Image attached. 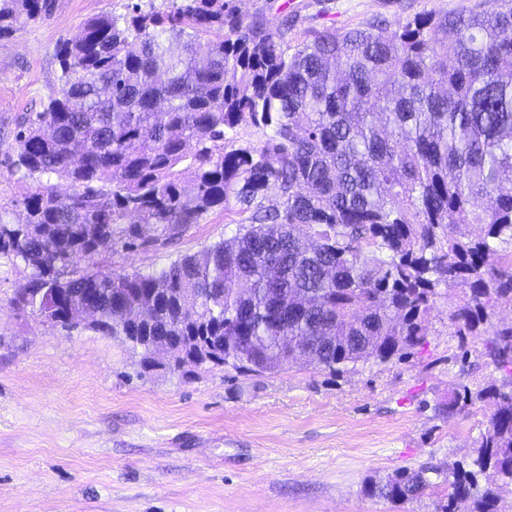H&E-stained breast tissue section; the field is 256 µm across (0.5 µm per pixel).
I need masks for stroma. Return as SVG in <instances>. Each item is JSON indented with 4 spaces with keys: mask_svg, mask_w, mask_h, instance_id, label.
Listing matches in <instances>:
<instances>
[{
    "mask_svg": "<svg viewBox=\"0 0 512 512\" xmlns=\"http://www.w3.org/2000/svg\"><path fill=\"white\" fill-rule=\"evenodd\" d=\"M129 0H52L38 23L0 36V217L18 223L30 183L11 170L21 116L61 90L56 46ZM477 0H238L271 26L344 33ZM238 231L217 210L173 243L104 253L103 272L158 269ZM30 269L0 259V512H434L437 495L400 503L369 484L404 469L469 459L492 405L448 415L449 390L502 384L487 339L460 343L449 306L401 361L328 376L296 366L259 377L216 367L140 376L127 342L64 330L11 297Z\"/></svg>",
    "mask_w": 512,
    "mask_h": 512,
    "instance_id": "stroma-1",
    "label": "stroma"
}]
</instances>
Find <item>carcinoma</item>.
<instances>
[{"label":"carcinoma","mask_w":512,"mask_h":512,"mask_svg":"<svg viewBox=\"0 0 512 512\" xmlns=\"http://www.w3.org/2000/svg\"><path fill=\"white\" fill-rule=\"evenodd\" d=\"M484 4L292 46L234 0L86 20L58 47L60 95L16 136L12 171L32 187L22 222L0 217V258L31 277L12 303L70 329L68 309L93 296L99 318L83 328L123 337L144 375L188 359L239 376L298 362L336 376L424 345L444 298L460 343L492 335L511 380L448 392V414L494 411L471 462L435 470L447 488L437 512H504L512 324L491 317L512 305V7ZM50 6L0 0V35ZM245 127L262 139L228 149ZM216 209L233 238L159 270L98 269L103 252L163 245ZM155 336L178 355L163 358ZM487 469L503 484L479 488ZM429 471L369 491L418 498L437 487Z\"/></svg>","instance_id":"cac0c4a2"}]
</instances>
